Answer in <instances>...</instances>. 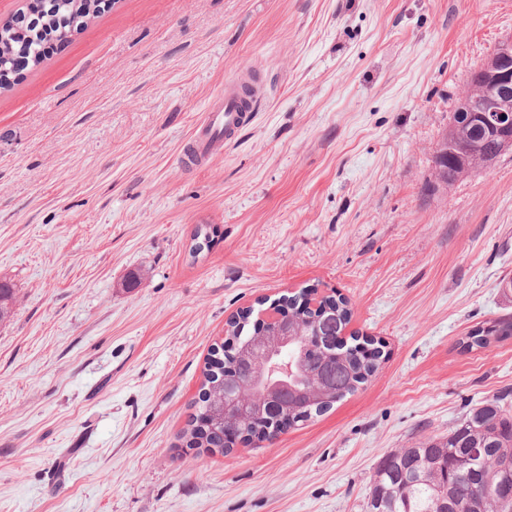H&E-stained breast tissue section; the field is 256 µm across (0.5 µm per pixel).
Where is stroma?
Instances as JSON below:
<instances>
[{
	"instance_id": "obj_1",
	"label": "stroma",
	"mask_w": 512,
	"mask_h": 512,
	"mask_svg": "<svg viewBox=\"0 0 512 512\" xmlns=\"http://www.w3.org/2000/svg\"><path fill=\"white\" fill-rule=\"evenodd\" d=\"M512 0H116L0 92V512H366L380 459L512 400V150L440 183ZM256 75L234 143L182 158ZM198 224L221 240L191 261ZM316 286L375 375L274 441L183 446L226 320ZM244 85H249L251 93L246 96ZM261 98L260 86L247 79L243 74L224 85V95L216 98L210 105L198 131L194 136L193 151L185 162H194L196 158L206 156L216 139L218 130H224V144L229 145L239 131L249 125L258 112V100ZM444 149L437 152L438 160L443 161L442 165L443 170L441 172L442 179L448 183V186L453 185L456 181L468 175V173H462V169L455 166L452 159V149L454 148V139L451 136H448L446 133V138L444 141ZM446 163V164H445ZM448 163V164H447ZM447 167V170L445 168ZM488 326L483 325L472 329L467 333L465 341L462 344L468 348L473 349L474 347H485L487 346L491 338L500 339L502 336H512V317H501L487 323Z\"/></svg>"
}]
</instances>
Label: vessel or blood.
<instances>
[{"label":"vessel or blood","mask_w":512,"mask_h":512,"mask_svg":"<svg viewBox=\"0 0 512 512\" xmlns=\"http://www.w3.org/2000/svg\"><path fill=\"white\" fill-rule=\"evenodd\" d=\"M259 85L249 84L245 76L227 82L224 93L208 108L194 136L195 158L206 156L216 132H223L225 143H232L239 131L249 125L258 110Z\"/></svg>","instance_id":"1"}]
</instances>
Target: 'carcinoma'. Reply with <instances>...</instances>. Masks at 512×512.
I'll return each instance as SVG.
<instances>
[{
	"label": "carcinoma",
	"mask_w": 512,
	"mask_h": 512,
	"mask_svg": "<svg viewBox=\"0 0 512 512\" xmlns=\"http://www.w3.org/2000/svg\"><path fill=\"white\" fill-rule=\"evenodd\" d=\"M24 15L37 19V26H0V70L12 71L16 58L23 56L29 66L40 64L38 54L42 38L57 42L70 41L74 32L101 12L98 0H53L47 6L43 0H26ZM460 131L470 140L481 143L482 149L497 148V138L472 125L467 117L456 119ZM207 239V247L217 243L218 228L199 224L192 239ZM317 292L310 288L298 295L285 296L273 306L291 308L305 332L318 324L322 336L334 339L350 319L348 302L334 295L321 298L320 307H309V296ZM253 311L242 310L227 321L223 342L212 348L204 371L205 381L192 403L194 412L184 428L181 439L189 448H219L221 436L201 430L200 422L209 411L207 391L220 390L224 399L233 402L244 395L255 403L265 399V391L288 387L306 399L301 408L284 397L277 409L263 415L270 422L265 438L274 437L280 429L274 424L279 418L294 424L308 421L331 409L334 404L356 392L377 369V364L366 365L357 359L358 348L344 350L348 360H334L316 365L317 352L307 348L304 336H299L270 353L250 344L257 328H249ZM512 336V317H501L467 333L463 345L472 349L485 347L491 339ZM483 448L489 456L503 450L512 452V413L502 409L499 399L487 401L472 408L448 436L431 439L415 448H401L386 454L377 464L367 502V512H475L473 504H483V512H512V505L500 506L486 486L474 480L467 471V457L471 449Z\"/></svg>",
	"instance_id": "carcinoma-1"
}]
</instances>
